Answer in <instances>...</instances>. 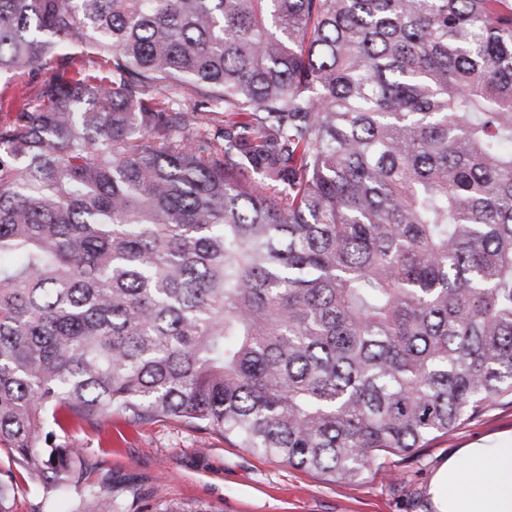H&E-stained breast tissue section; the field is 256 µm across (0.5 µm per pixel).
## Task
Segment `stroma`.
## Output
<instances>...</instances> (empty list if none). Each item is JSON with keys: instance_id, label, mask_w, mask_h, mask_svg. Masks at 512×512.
I'll use <instances>...</instances> for the list:
<instances>
[{"instance_id": "1", "label": "stroma", "mask_w": 512, "mask_h": 512, "mask_svg": "<svg viewBox=\"0 0 512 512\" xmlns=\"http://www.w3.org/2000/svg\"><path fill=\"white\" fill-rule=\"evenodd\" d=\"M512 436V404L500 402L410 457H394L353 482L289 466L168 418L141 422L115 413L58 434L85 452V479L112 481L127 512H432L430 479L439 462L472 442ZM77 493L48 501L20 483L10 512H75Z\"/></svg>"}]
</instances>
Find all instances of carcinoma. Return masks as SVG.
<instances>
[{
  "label": "carcinoma",
  "instance_id": "1",
  "mask_svg": "<svg viewBox=\"0 0 512 512\" xmlns=\"http://www.w3.org/2000/svg\"><path fill=\"white\" fill-rule=\"evenodd\" d=\"M2 74L0 512L114 412L351 481L512 398V0H0ZM28 78L8 81L0 78V121L7 118L9 112H14L23 102L22 87Z\"/></svg>",
  "mask_w": 512,
  "mask_h": 512
}]
</instances>
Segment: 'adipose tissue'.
Masks as SVG:
<instances>
[{
  "label": "adipose tissue",
  "mask_w": 512,
  "mask_h": 512,
  "mask_svg": "<svg viewBox=\"0 0 512 512\" xmlns=\"http://www.w3.org/2000/svg\"><path fill=\"white\" fill-rule=\"evenodd\" d=\"M434 512H512V439L456 449L436 468Z\"/></svg>",
  "instance_id": "obj_1"
}]
</instances>
